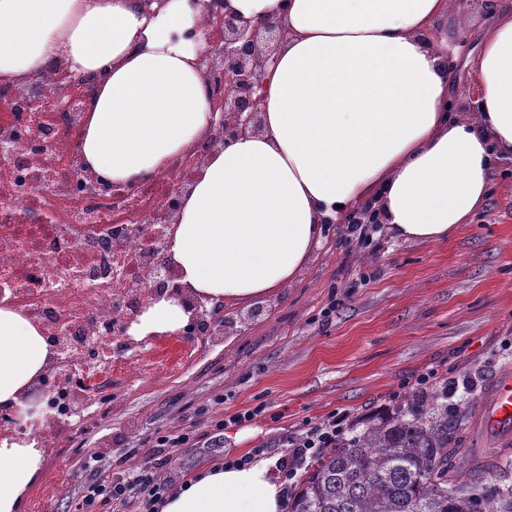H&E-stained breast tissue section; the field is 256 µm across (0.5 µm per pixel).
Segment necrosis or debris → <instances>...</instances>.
I'll return each mask as SVG.
<instances>
[{"label":"necrosis or debris","mask_w":512,"mask_h":512,"mask_svg":"<svg viewBox=\"0 0 512 512\" xmlns=\"http://www.w3.org/2000/svg\"><path fill=\"white\" fill-rule=\"evenodd\" d=\"M53 81L45 71L0 86V99L9 103L0 114V144L8 148L0 157V307L22 310L55 353L45 376L57 386L40 433L49 455L61 443L63 424L98 417L99 391L181 364L178 345L125 336L120 328L167 289L158 275L167 252L147 250L144 238L171 237L173 187L191 182L216 146L202 138L193 161L174 158L133 190L81 180L73 159L84 123V82L56 89ZM39 100L55 101L56 110L33 111ZM102 349L108 361H99ZM68 361L86 365L87 376L59 383Z\"/></svg>","instance_id":"4bbe7bcc"}]
</instances>
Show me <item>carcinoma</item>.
<instances>
[{"label":"carcinoma","mask_w":512,"mask_h":512,"mask_svg":"<svg viewBox=\"0 0 512 512\" xmlns=\"http://www.w3.org/2000/svg\"><path fill=\"white\" fill-rule=\"evenodd\" d=\"M458 431L448 388L412 391L324 449L288 498V512H512L500 476L460 480Z\"/></svg>","instance_id":"1"}]
</instances>
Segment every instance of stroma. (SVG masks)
Listing matches in <instances>:
<instances>
[{
  "label": "stroma",
  "instance_id": "stroma-1",
  "mask_svg": "<svg viewBox=\"0 0 512 512\" xmlns=\"http://www.w3.org/2000/svg\"><path fill=\"white\" fill-rule=\"evenodd\" d=\"M486 12L477 0H454L438 35L458 48L452 66L453 109L472 111L463 62L477 59ZM268 312L246 321L247 305L223 345L196 347L182 370L118 387L112 410L88 428L65 427L61 448L44 459L18 512H69L87 450L101 451L100 471L148 448L157 432L186 427L195 445L174 452L164 475L183 486L219 457L277 447L279 437L333 412L354 422L374 418L436 374L452 382L449 407L466 423L457 435L465 480L490 472L512 487V445L480 454L475 417L491 380L512 371V158L494 163L487 203L448 239L396 240L384 224L363 234L330 225L326 240ZM257 409L246 425L213 427L215 417Z\"/></svg>",
  "mask_w": 512,
  "mask_h": 512
}]
</instances>
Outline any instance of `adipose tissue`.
I'll use <instances>...</instances> for the list:
<instances>
[{"mask_svg":"<svg viewBox=\"0 0 512 512\" xmlns=\"http://www.w3.org/2000/svg\"><path fill=\"white\" fill-rule=\"evenodd\" d=\"M451 0H225L286 38L263 80L260 134L217 148L183 197L172 259L191 292L254 304L293 283L320 248L326 219L373 203L392 235L448 240L489 198L494 153L512 154V0H491L470 74L476 108L452 117L448 54L429 36ZM166 0H0V83L54 61L93 76L81 142L111 183L163 171L214 115L186 36L200 15ZM190 320L174 299L151 304L135 337ZM51 357L23 314L0 309V404L20 403ZM43 465L37 438L0 440V512H18ZM268 459L198 474L162 512H284Z\"/></svg>","mask_w":512,"mask_h":512,"instance_id":"1","label":"adipose tissue"}]
</instances>
